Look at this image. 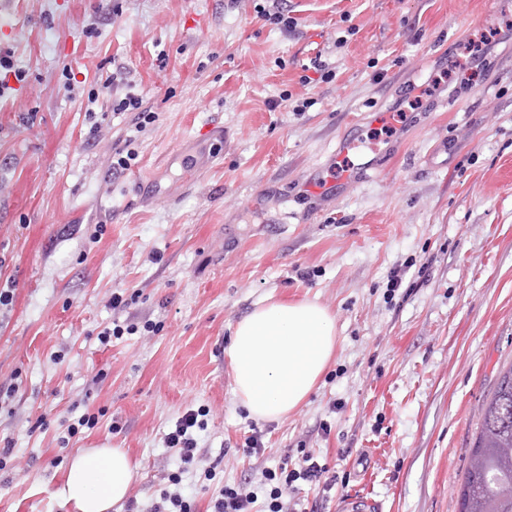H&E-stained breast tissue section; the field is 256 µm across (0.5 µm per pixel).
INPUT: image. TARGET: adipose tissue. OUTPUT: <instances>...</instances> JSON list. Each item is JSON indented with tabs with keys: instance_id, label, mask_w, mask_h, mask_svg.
<instances>
[{
	"instance_id": "adipose-tissue-1",
	"label": "adipose tissue",
	"mask_w": 512,
	"mask_h": 512,
	"mask_svg": "<svg viewBox=\"0 0 512 512\" xmlns=\"http://www.w3.org/2000/svg\"><path fill=\"white\" fill-rule=\"evenodd\" d=\"M336 345L334 320L300 300L257 306L236 324L226 351L240 402L262 420L287 419L316 387ZM138 465L120 448L77 454L56 495L74 512H111Z\"/></svg>"
}]
</instances>
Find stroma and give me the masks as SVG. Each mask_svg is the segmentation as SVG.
Here are the masks:
<instances>
[{"instance_id":"obj_1","label":"stroma","mask_w":512,"mask_h":512,"mask_svg":"<svg viewBox=\"0 0 512 512\" xmlns=\"http://www.w3.org/2000/svg\"><path fill=\"white\" fill-rule=\"evenodd\" d=\"M11 2L0 512H71L53 491L91 448L138 462L134 512L176 474L194 512L226 484L259 496L266 470L305 452L336 483L298 482L304 512L353 496L373 512H458L478 408L512 362V41L470 89L424 98L400 136L365 138L333 194L305 184L335 168L352 120L512 27V0H291L287 32L255 0ZM130 89L159 118L116 172L131 118L112 101ZM115 292L137 300L110 309ZM268 298L335 319L329 365L281 421L248 413L225 355ZM113 321L132 330L101 346ZM198 408L207 427L183 473L164 437ZM83 415L92 428L68 436Z\"/></svg>"}]
</instances>
